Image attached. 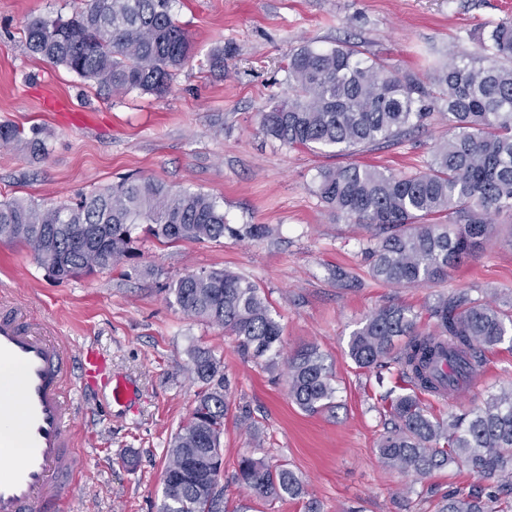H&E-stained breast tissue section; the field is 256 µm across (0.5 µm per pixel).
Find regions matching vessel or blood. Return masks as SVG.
<instances>
[{"instance_id":"obj_1","label":"vessel or blood","mask_w":512,"mask_h":512,"mask_svg":"<svg viewBox=\"0 0 512 512\" xmlns=\"http://www.w3.org/2000/svg\"><path fill=\"white\" fill-rule=\"evenodd\" d=\"M105 369L93 345L69 350L0 295V512H66L83 461L66 384H95Z\"/></svg>"}]
</instances>
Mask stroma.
Instances as JSON below:
<instances>
[{"label": "stroma", "mask_w": 512, "mask_h": 512, "mask_svg": "<svg viewBox=\"0 0 512 512\" xmlns=\"http://www.w3.org/2000/svg\"><path fill=\"white\" fill-rule=\"evenodd\" d=\"M76 0H0V122L39 132L48 147L33 157L21 145L0 148V200L70 204L133 175L176 191L212 196L230 224H267L271 237H224L205 243L160 242L135 234L131 257L118 268L58 280L29 248L0 243V291L29 316L57 326L71 348L91 343L113 374L130 381L137 401L112 404L105 386L77 393L75 429L84 469L70 512H157L174 434L190 419L200 388L191 351L221 358L228 384L224 420V505L227 512H434L444 493L475 488L466 465L421 482L385 466L377 444L386 429L383 397L399 386L396 367L383 382L348 356L352 332L377 308L398 302L425 330L437 296L459 290L512 303V229L497 234L444 279L404 287L375 280L363 252L366 231L317 193L321 169L356 160L399 175L424 171L448 123L433 111L407 138L361 148L356 156L294 150L267 135L262 110L287 98V62L299 47L328 50L361 43L365 59H382L428 80L459 47L512 16V0H173L194 58L170 94L137 91L121 98L61 66L31 55L22 32L31 16H69ZM224 68L208 66L215 49ZM229 270L266 294L283 327L284 354L307 345L324 353L335 375L334 407L302 411L288 394L283 364L244 355L223 328L185 316L167 286L192 271ZM512 387V345L488 351L466 391L425 404L440 418L481 405ZM250 456L288 464L303 497L268 506L235 480Z\"/></svg>", "instance_id": "35a3bbf8"}]
</instances>
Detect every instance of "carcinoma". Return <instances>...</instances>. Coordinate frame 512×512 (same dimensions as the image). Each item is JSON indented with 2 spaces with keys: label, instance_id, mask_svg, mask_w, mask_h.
<instances>
[{
  "label": "carcinoma",
  "instance_id": "cac0c4a2",
  "mask_svg": "<svg viewBox=\"0 0 512 512\" xmlns=\"http://www.w3.org/2000/svg\"><path fill=\"white\" fill-rule=\"evenodd\" d=\"M23 33L31 54L111 96L139 90L161 97L193 55L171 0H78L72 17L32 18ZM361 55L355 44L298 48L288 58V98L261 113L262 129L290 147L353 154L402 138L442 102L448 139L435 147L425 171L400 176L349 163L320 171L318 185L323 202L369 232L364 252L374 278L391 286L439 280L494 237V216L512 220V18L479 33L474 49L450 54L430 88L413 74ZM21 142L33 155H45L42 140L26 141L17 127L0 124V146ZM140 224L166 242L274 232L268 224L233 227L210 195L142 178L93 191L73 206L0 202V242L29 247L59 280L122 263ZM169 290L183 314L224 328L243 354L277 363L283 327L256 284L215 270L188 273ZM430 315L437 330L426 333L410 308L383 305L348 341L358 368L394 364L409 385L407 393L385 395L391 427L379 441V457L416 481L460 463L486 481L479 490L444 495L436 512H512V388L446 420L420 400L452 391L485 363L488 349L512 343V311L461 290L439 296ZM191 359L201 389L191 420L169 448L158 512H224V493L214 491L224 471L221 438L229 410L222 361L202 347L193 349ZM286 365L289 393L301 410L332 407L334 375L317 347L297 350ZM236 479L270 506L303 494V482L285 464L243 457Z\"/></svg>",
  "mask_w": 512,
  "mask_h": 512
}]
</instances>
